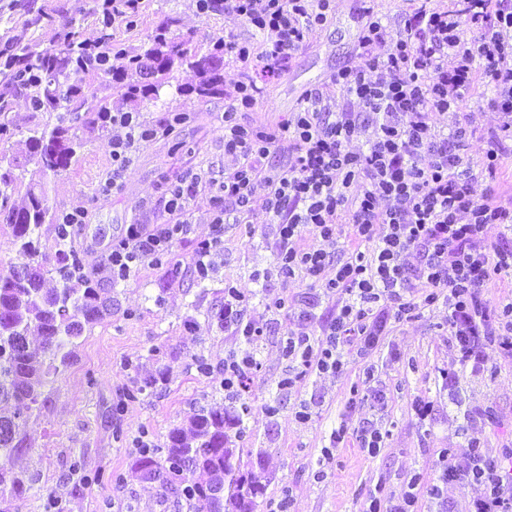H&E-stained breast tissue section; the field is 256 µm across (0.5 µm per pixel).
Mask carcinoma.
<instances>
[{
    "label": "carcinoma",
    "mask_w": 512,
    "mask_h": 512,
    "mask_svg": "<svg viewBox=\"0 0 512 512\" xmlns=\"http://www.w3.org/2000/svg\"><path fill=\"white\" fill-rule=\"evenodd\" d=\"M26 19L6 40L0 67V141L15 136L9 113L15 98L23 96L32 111L56 122L36 123L25 149L0 154V236L11 237L20 261L0 276V403L17 401L26 412L0 415V504L17 500L37 482V475L11 464L28 449L30 412L45 405L44 388L59 368L73 361L85 330L112 314V300L100 294L92 279H73L80 270L77 250L66 246V211L49 194L47 183L25 180L35 163L42 176L67 171L84 132L106 131L112 113V84L125 89L126 101L155 102L173 86L175 72L188 66L196 77L190 86L176 85L181 96L204 100L224 95V48L206 52L185 37L166 36L176 19L166 16L162 33L132 52L118 51L123 68L112 66V0H89L75 8L84 20L98 18L103 37L90 49L79 41L78 27L65 32L52 28L54 14L65 5L54 0L19 4ZM42 38H34L36 31ZM105 80L100 89L93 84ZM52 231L56 250L41 245L43 232ZM37 330L43 355L29 350L28 336ZM247 406L207 405L192 422L191 434L180 428L169 432L167 447L142 448L135 473L144 482L157 483L179 493L190 512H258L263 489L243 461L240 442L246 433Z\"/></svg>",
    "instance_id": "cac0c4a2"
}]
</instances>
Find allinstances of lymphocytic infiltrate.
Here are the masks:
<instances>
[{"instance_id":"1","label":"lymphocytic infiltrate","mask_w":512,"mask_h":512,"mask_svg":"<svg viewBox=\"0 0 512 512\" xmlns=\"http://www.w3.org/2000/svg\"><path fill=\"white\" fill-rule=\"evenodd\" d=\"M417 0L398 34L364 9L359 46L364 64L331 77L348 100L332 104L325 87L307 91L274 136L257 131L246 116L262 89L251 76L261 68L272 78L285 71L308 37L332 16L333 0H199L201 12L223 7L261 33V47L231 41L245 75L224 108V153L235 164L211 179V236L198 243L193 261L199 279L213 272L224 251V226L239 213L261 211L274 226L280 276H302L311 294L297 313L300 323L320 322L321 337L289 332L292 372L285 389L312 373L340 374L349 350L368 355L389 321H410L438 299L448 304V335L462 366L484 370L487 354L512 357V300L486 295L490 272H512V205L476 195L478 176L492 174L512 150V0H452L436 11ZM387 45L385 55L375 54ZM492 87L490 105L500 115L486 139L479 170L464 167L471 135L467 111L477 85ZM451 114L449 131L436 126ZM112 177L120 179L137 148L157 135L137 112L112 115ZM369 132L368 148L350 150L354 136ZM291 146L288 165L263 170L278 138ZM201 178L187 173L164 205L174 222L131 224L113 241L108 265L113 282L127 280L144 264L169 263L170 247L192 232L186 206ZM347 218L356 246L337 259V224ZM490 224L504 227L498 242L484 245ZM322 248H304L303 233ZM334 274H327V265ZM447 297H440V289ZM251 297L224 288L218 315L225 330L254 343L263 326L248 316ZM440 475L426 490L441 500L445 485H477L482 492L466 512H512V448L486 455L479 442L443 454Z\"/></svg>"}]
</instances>
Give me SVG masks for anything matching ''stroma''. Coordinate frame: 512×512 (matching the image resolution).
Instances as JSON below:
<instances>
[{
  "label": "stroma",
  "mask_w": 512,
  "mask_h": 512,
  "mask_svg": "<svg viewBox=\"0 0 512 512\" xmlns=\"http://www.w3.org/2000/svg\"><path fill=\"white\" fill-rule=\"evenodd\" d=\"M145 2L136 28L119 23L112 28L115 41L124 47L147 44L168 14L179 20L178 34L205 48L254 37L253 29L236 17L199 14L196 0ZM366 6L391 29L401 25L400 0H336L325 28L310 36L279 79L264 83L262 101L248 116L256 128L272 129L286 121L306 91L318 85L326 87L332 102L343 105V94L329 79L341 67L361 66L358 36ZM241 76L240 63L230 61L224 67L223 97L200 100L169 88L157 103L142 104L145 120L159 128L173 110L189 113L190 119L142 144L116 187H103L112 173L111 138L95 133L85 135L70 168L50 178L56 202L66 211L86 215L71 242L83 258L85 274L111 295L112 314L84 332L72 364L45 388V407L31 415V448L16 464L37 472L38 481L21 500L19 512H47L50 491L59 497L62 512H185L176 495L134 477L139 455L134 441L145 432L155 447H165L169 432L188 427L199 404L226 401L217 367L230 352L249 348L217 320L228 283L258 293L248 314L264 326L265 334L251 347L260 368L240 395L249 407L244 448L267 500L290 492L288 512H362L376 487L398 497L407 491L411 477L430 482L439 473L443 449H462L475 440L494 456L512 440V359L489 352L491 370L479 376L458 367L444 306L424 310L410 322H390L367 358L348 355L341 375L313 374L283 390L278 383L291 365L282 346L298 323L267 309L265 302L281 298L297 308L308 290L302 280L278 276L272 226L259 215L241 214L238 223L224 227L220 266L208 280L195 277L196 244L211 232L208 179L233 165L224 154L222 115L225 98ZM488 99L484 88H477L468 114L472 136L467 153L474 165L481 163L486 138L499 125ZM188 170L200 174L202 181L189 205L192 233L173 243L170 270L144 265L127 281L112 283L105 258L113 240L127 225L152 223L170 184ZM200 360L215 365V372L200 373ZM369 367L386 395L381 409L351 401V388L362 386ZM451 368L457 375L452 390L446 385ZM148 377L154 378V386L141 389ZM419 398L433 405L423 421L413 409ZM488 405L496 411L495 421L476 415ZM271 406L276 409L272 415L267 412ZM304 407L311 417L301 422L296 414ZM342 421L351 433L332 448V457H324V448H331V431ZM369 422L388 432L384 448L374 455L360 448L354 435Z\"/></svg>",
  "instance_id": "obj_1"
}]
</instances>
